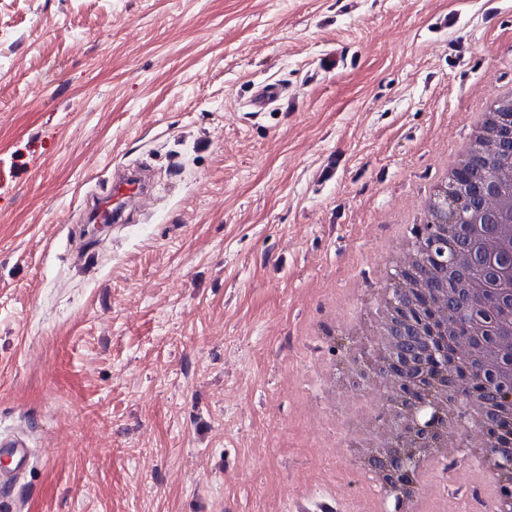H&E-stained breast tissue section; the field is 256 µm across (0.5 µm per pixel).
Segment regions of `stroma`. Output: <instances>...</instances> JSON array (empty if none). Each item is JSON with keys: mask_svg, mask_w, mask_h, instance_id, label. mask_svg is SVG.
<instances>
[{"mask_svg": "<svg viewBox=\"0 0 512 512\" xmlns=\"http://www.w3.org/2000/svg\"><path fill=\"white\" fill-rule=\"evenodd\" d=\"M0 0V431L21 512H367L371 270L512 85V0ZM284 86L251 115L253 82ZM337 158L333 176L323 169ZM152 218L69 250L116 163ZM29 441L20 433H0V493L15 484L16 474L27 468L30 460Z\"/></svg>", "mask_w": 512, "mask_h": 512, "instance_id": "35a3bbf8", "label": "stroma"}]
</instances>
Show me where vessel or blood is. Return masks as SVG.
Here are the masks:
<instances>
[{
	"instance_id": "obj_1",
	"label": "vessel or blood",
	"mask_w": 512,
	"mask_h": 512,
	"mask_svg": "<svg viewBox=\"0 0 512 512\" xmlns=\"http://www.w3.org/2000/svg\"><path fill=\"white\" fill-rule=\"evenodd\" d=\"M281 85L273 80L254 84L249 106L262 114L280 99ZM154 195L150 175L138 168L114 169L105 192L87 197L84 210L91 224L109 225L131 221L135 212ZM29 441L20 433H0V493L11 488L30 460Z\"/></svg>"
}]
</instances>
